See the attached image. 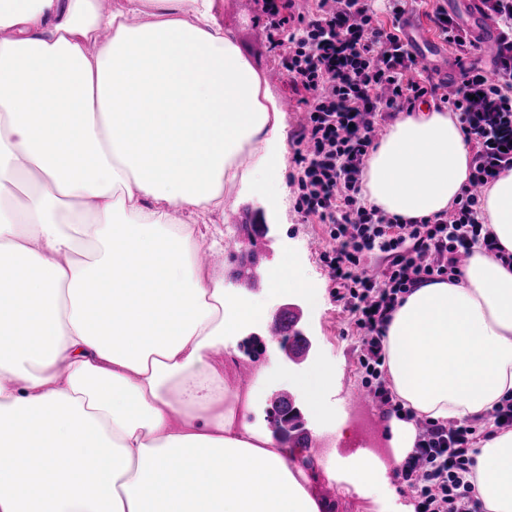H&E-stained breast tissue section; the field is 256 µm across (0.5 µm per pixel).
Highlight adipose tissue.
Listing matches in <instances>:
<instances>
[{
	"label": "adipose tissue",
	"instance_id": "ef3b65f1",
	"mask_svg": "<svg viewBox=\"0 0 512 512\" xmlns=\"http://www.w3.org/2000/svg\"><path fill=\"white\" fill-rule=\"evenodd\" d=\"M214 3L0 0V512H320L296 450L240 420L257 388H231L215 361L268 311L195 255L224 248L225 187L282 190L286 151ZM470 172L456 118L426 109L370 153L364 196L428 218ZM482 216L512 254V170ZM384 345L406 406L486 416L512 396V267L474 251L406 297ZM295 383L329 429L328 365ZM321 466L381 512H413L375 457ZM476 473L486 512H512V430L484 442Z\"/></svg>",
	"mask_w": 512,
	"mask_h": 512
}]
</instances>
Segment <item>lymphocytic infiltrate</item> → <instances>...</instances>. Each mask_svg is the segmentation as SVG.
Segmentation results:
<instances>
[{
  "mask_svg": "<svg viewBox=\"0 0 512 512\" xmlns=\"http://www.w3.org/2000/svg\"><path fill=\"white\" fill-rule=\"evenodd\" d=\"M381 20L368 0H262L268 39L292 82L303 91L305 120L294 134L296 205L328 225L322 254L336 298L354 316L358 363L372 400L417 424L414 448L397 471L423 512H483L475 496V422L418 420L396 401L387 379L383 340L405 295L454 275L481 248L505 251L482 218V191L512 169V0H484L501 40L493 75L466 70L456 88L432 77L413 79V52L401 39L403 18L419 0H390ZM438 97L473 149L471 174L452 208L432 219L385 215L363 195L365 161L379 133L426 97ZM379 263L381 272L364 269Z\"/></svg>",
  "mask_w": 512,
  "mask_h": 512,
  "instance_id": "obj_1",
  "label": "lymphocytic infiltrate"
}]
</instances>
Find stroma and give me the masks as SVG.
Instances as JSON below:
<instances>
[{
  "label": "stroma",
  "instance_id": "1",
  "mask_svg": "<svg viewBox=\"0 0 512 512\" xmlns=\"http://www.w3.org/2000/svg\"><path fill=\"white\" fill-rule=\"evenodd\" d=\"M215 18L229 32L242 56L264 77L272 97L279 102L290 101L291 107L284 113L283 123L286 135H293L302 118L300 96L277 54L266 48V20L255 0H217ZM227 194L232 200L233 209L253 211L257 223L268 227L265 239L254 244L258 254L255 273L267 276L271 269L291 258L309 285L317 288L321 294L319 305L313 307L300 293L289 290L276 292L266 288L256 290L236 281L232 276L233 265L227 260H219L215 266L210 267V274L223 279L226 288L247 301L268 306L270 312L289 306L299 308L302 315L301 328L311 342L308 356L301 361L290 359L280 352L272 358L265 354L259 357V364L269 368L271 379L260 386L259 400L247 413V421L265 425L266 408L270 407L278 393L286 391L292 395L295 406L300 409L305 427L316 428L317 422L311 417L302 390L291 383L289 377L309 370L317 361L322 360L330 365L334 373V388L326 406L335 422L344 427L340 447H349L364 435L378 442L383 462L391 463V416L372 404L348 409L342 401L344 393L362 388L363 373L357 363L359 337L353 316L344 309L342 303L334 299V284L321 259L320 247L328 242L326 226L306 221L298 213L295 207L298 186L292 182L287 183L281 195L268 201L236 187L228 189Z\"/></svg>",
  "mask_w": 512,
  "mask_h": 512
}]
</instances>
